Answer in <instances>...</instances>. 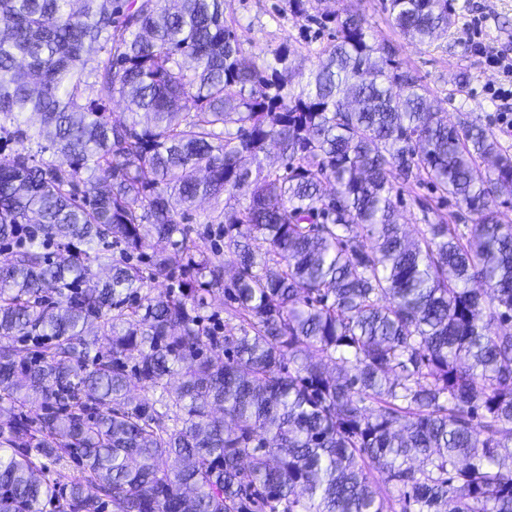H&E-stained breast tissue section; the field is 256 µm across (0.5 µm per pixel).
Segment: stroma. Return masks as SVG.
Wrapping results in <instances>:
<instances>
[{
	"label": "stroma",
	"mask_w": 512,
	"mask_h": 512,
	"mask_svg": "<svg viewBox=\"0 0 512 512\" xmlns=\"http://www.w3.org/2000/svg\"><path fill=\"white\" fill-rule=\"evenodd\" d=\"M387 0H338V8L357 10L367 21L377 42L391 45L404 70L417 77L447 112L449 123L474 120L486 126L498 141L512 148V135L499 124L502 101L489 93L498 74L486 62L490 53L512 57V0H452L454 23L432 43L416 45L405 39L386 8ZM224 17L233 23L246 54L269 60L274 50L288 48L301 58L304 70L316 67V54L305 43L330 42L329 29L315 18H299L287 0H224ZM468 73L470 82L456 92L454 80Z\"/></svg>",
	"instance_id": "stroma-1"
}]
</instances>
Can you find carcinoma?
Masks as SVG:
<instances>
[{
  "mask_svg": "<svg viewBox=\"0 0 512 512\" xmlns=\"http://www.w3.org/2000/svg\"><path fill=\"white\" fill-rule=\"evenodd\" d=\"M321 18L306 74L243 52L224 0H0V512H512V151L362 14ZM273 143L285 171L241 164ZM424 183L472 223L425 200L408 237L393 192ZM223 194L224 247L187 237Z\"/></svg>",
  "mask_w": 512,
  "mask_h": 512,
  "instance_id": "carcinoma-1",
  "label": "carcinoma"
}]
</instances>
